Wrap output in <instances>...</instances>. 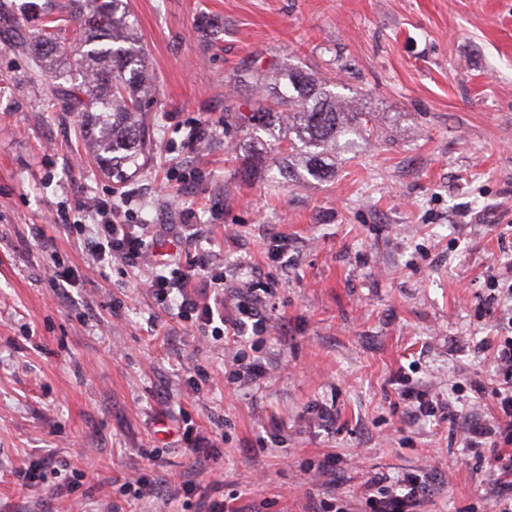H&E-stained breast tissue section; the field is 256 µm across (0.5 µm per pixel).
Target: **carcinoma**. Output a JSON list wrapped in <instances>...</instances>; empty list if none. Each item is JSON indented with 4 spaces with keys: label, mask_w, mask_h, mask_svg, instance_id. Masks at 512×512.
I'll return each mask as SVG.
<instances>
[{
    "label": "carcinoma",
    "mask_w": 512,
    "mask_h": 512,
    "mask_svg": "<svg viewBox=\"0 0 512 512\" xmlns=\"http://www.w3.org/2000/svg\"><path fill=\"white\" fill-rule=\"evenodd\" d=\"M67 17L57 23L53 8L37 34L17 47L32 53L53 78L50 95L65 112L80 114L77 147L85 158L118 184L126 183L150 159L147 116L155 111L157 89L145 65L125 0H67ZM272 97H261L246 125L261 127L277 143L287 142L278 172L298 166L317 180L334 173V160L351 153L366 113L298 69L288 79L271 78Z\"/></svg>",
    "instance_id": "1"
}]
</instances>
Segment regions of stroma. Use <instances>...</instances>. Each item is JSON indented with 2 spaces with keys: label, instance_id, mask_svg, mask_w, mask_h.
Masks as SVG:
<instances>
[{
  "label": "stroma",
  "instance_id": "35a3bbf8",
  "mask_svg": "<svg viewBox=\"0 0 512 512\" xmlns=\"http://www.w3.org/2000/svg\"><path fill=\"white\" fill-rule=\"evenodd\" d=\"M126 2L158 114L152 164L120 186L78 162L76 113L0 23V512H196L231 494L244 512H370L365 481L421 473L415 512H490L512 479L491 482L464 428L496 416L492 357L512 336V0ZM288 66L379 121L324 181L267 177L268 135L224 124ZM124 198L157 236L141 267L93 264L49 225ZM177 251L206 260L193 294L220 329L188 331L143 287ZM53 265L72 288L51 287ZM249 291L266 329L239 343ZM252 361L263 377L236 380ZM408 387L433 416H410ZM143 473L153 494L123 496Z\"/></svg>",
  "mask_w": 512,
  "mask_h": 512
}]
</instances>
